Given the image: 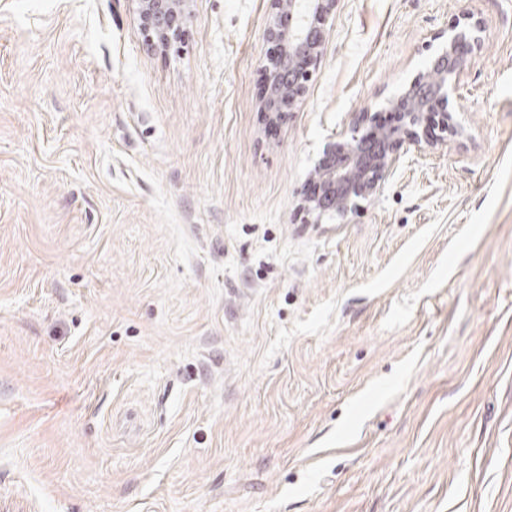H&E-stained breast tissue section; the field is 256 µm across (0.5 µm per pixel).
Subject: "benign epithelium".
<instances>
[{
	"instance_id": "7a95c632",
	"label": "benign epithelium",
	"mask_w": 512,
	"mask_h": 512,
	"mask_svg": "<svg viewBox=\"0 0 512 512\" xmlns=\"http://www.w3.org/2000/svg\"><path fill=\"white\" fill-rule=\"evenodd\" d=\"M135 2L137 20L148 42L169 47L180 39L188 0ZM336 3L337 0H270L266 34L271 42L281 45L283 52L267 58L263 68L271 81L270 106H279L282 115L305 94L312 77L310 66L321 56L326 26ZM475 41L472 27L452 29L446 48L434 59V69L417 74L391 100L399 122L375 131L373 140H368L367 131L373 126L376 113H357L349 129L327 145L313 174L318 193L303 201V209L318 214L332 212L345 218L362 202L380 193L409 147L430 152L446 142L448 135L458 134L460 128L452 122L451 113L438 112L436 108L448 107V81L460 69L459 51ZM433 117L437 118L439 135L429 139L425 127Z\"/></svg>"
}]
</instances>
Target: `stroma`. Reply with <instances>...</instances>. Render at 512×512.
Returning <instances> with one entry per match:
<instances>
[{
	"label": "stroma",
	"instance_id": "stroma-1",
	"mask_svg": "<svg viewBox=\"0 0 512 512\" xmlns=\"http://www.w3.org/2000/svg\"><path fill=\"white\" fill-rule=\"evenodd\" d=\"M268 13L0 0V512H512V0H338L273 131ZM460 22L462 135L307 216ZM140 29L148 42L169 47L182 36L187 0H134Z\"/></svg>",
	"mask_w": 512,
	"mask_h": 512
}]
</instances>
